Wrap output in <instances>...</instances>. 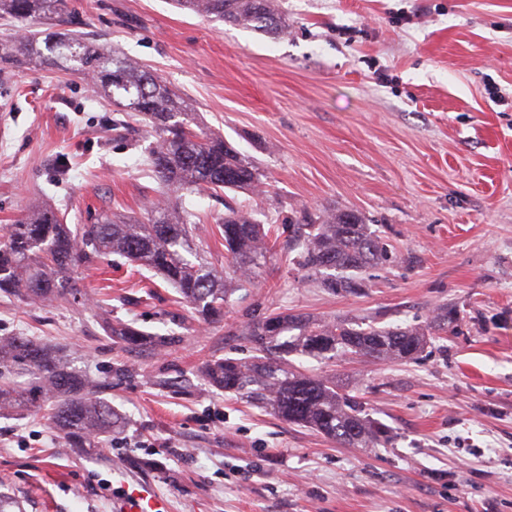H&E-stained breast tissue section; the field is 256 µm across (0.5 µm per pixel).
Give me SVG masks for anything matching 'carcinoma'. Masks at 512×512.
<instances>
[{
    "mask_svg": "<svg viewBox=\"0 0 512 512\" xmlns=\"http://www.w3.org/2000/svg\"><path fill=\"white\" fill-rule=\"evenodd\" d=\"M208 18L250 26L274 36L287 27L269 0H177ZM67 0H0V18L37 21L44 38L25 35L0 43V59L42 67L68 65L93 81L95 92L118 112L144 116L153 138L146 164L159 184L185 193L149 205L144 221L114 215L96 224L63 223L57 212L35 206L0 237V292L27 301L66 300L75 295L70 272L95 258L115 254L146 268L175 288L208 324L224 320L232 287L250 279L265 261L272 229L254 211L226 196L228 191L259 193L263 174L231 143L205 132L187 101L148 69L132 65L115 51L90 46L65 24ZM204 190L224 197V215L214 217L224 239L228 271L219 273L203 259L195 233L200 219L192 195ZM289 252L319 287L356 293L366 287L369 269L394 261L384 238L364 217L348 209L326 208L292 222ZM457 320L452 307L440 308L426 328L380 326L365 318L322 323L300 314H272L249 328L257 355L251 363L233 358L207 362L202 376L214 388L271 407L282 420L310 428L340 445L372 447L388 438L384 425L362 416V404L338 392L336 382L288 370V357L375 360L414 359L427 337L448 333ZM112 340L138 347L146 333L127 323L108 326ZM29 374L35 382H14ZM103 382L72 370L48 345L23 336L0 339V409L46 404L65 443L96 448L121 424L112 405L99 396Z\"/></svg>",
    "mask_w": 512,
    "mask_h": 512,
    "instance_id": "cac0c4a2",
    "label": "carcinoma"
}]
</instances>
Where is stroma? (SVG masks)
<instances>
[{
	"label": "stroma",
	"mask_w": 512,
	"mask_h": 512,
	"mask_svg": "<svg viewBox=\"0 0 512 512\" xmlns=\"http://www.w3.org/2000/svg\"><path fill=\"white\" fill-rule=\"evenodd\" d=\"M76 34L148 67L266 176L236 199L276 225L271 253L221 323L196 321L170 286L112 255L72 273L78 302L0 294V338L62 348L109 380L123 429L66 447L45 410L0 412V494L22 512H114L117 472L168 512H512V0H273L286 36L214 21L171 0H69ZM81 76L0 67V234L30 206L67 224L145 219L161 188L149 141ZM198 235L223 269L213 221ZM325 206L362 213L393 247L356 294L288 263V220ZM455 306L456 331L413 360L294 359L335 380L389 430L375 448L311 429L211 388L212 358L251 360L248 326L276 312L423 326ZM167 338L128 350L106 324Z\"/></svg>",
	"instance_id": "stroma-1"
}]
</instances>
